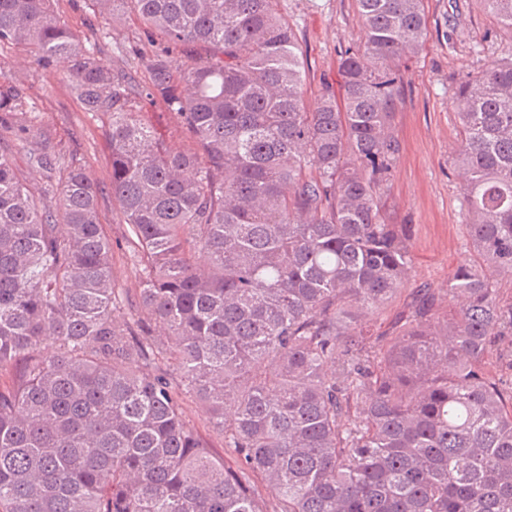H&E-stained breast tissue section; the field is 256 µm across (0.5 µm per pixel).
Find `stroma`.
<instances>
[{
	"label": "stroma",
	"instance_id": "obj_1",
	"mask_svg": "<svg viewBox=\"0 0 512 512\" xmlns=\"http://www.w3.org/2000/svg\"><path fill=\"white\" fill-rule=\"evenodd\" d=\"M54 9L72 32L117 66L137 68L152 47L135 17L91 23L89 0H55ZM306 62V105L314 107L322 88L338 89L339 63L346 48L360 45L364 30L354 0H280ZM427 35L422 49L402 70L403 102L394 119L401 151L381 194L386 223L411 227L410 287L448 285L456 268L473 258L462 194L454 166L460 143L456 88L467 74L512 54V33L500 28L480 0H424ZM0 85L17 88L27 112L18 124H33L26 140L0 134L30 191L47 208L58 198L51 188L58 170L76 161L101 191L99 219L112 242V278L117 287L137 288L142 268L131 255L129 233L112 207V169L104 119L86 111L59 71L37 66L23 48L0 47ZM56 166L36 164L42 140Z\"/></svg>",
	"mask_w": 512,
	"mask_h": 512
}]
</instances>
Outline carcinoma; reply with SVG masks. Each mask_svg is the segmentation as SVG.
<instances>
[{
    "instance_id": "obj_1",
    "label": "carcinoma",
    "mask_w": 512,
    "mask_h": 512,
    "mask_svg": "<svg viewBox=\"0 0 512 512\" xmlns=\"http://www.w3.org/2000/svg\"><path fill=\"white\" fill-rule=\"evenodd\" d=\"M365 30L340 92L304 106L278 0H92L157 42L140 83L69 31L53 0H0V45L63 72L108 116L112 202L143 267L136 312L112 279L99 191L70 163L60 215L0 152V512H512V54L457 88L454 160L475 260L457 309L407 284L409 234L379 195L400 151L401 67L423 0H355ZM512 33V0H480ZM162 100L186 148L140 112ZM18 91L0 90V130ZM195 397L235 465L187 418Z\"/></svg>"
}]
</instances>
